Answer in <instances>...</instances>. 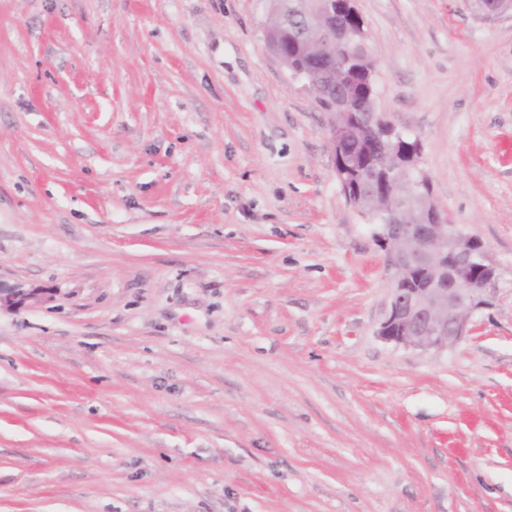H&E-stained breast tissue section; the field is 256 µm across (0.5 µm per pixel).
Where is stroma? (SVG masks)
I'll list each match as a JSON object with an SVG mask.
<instances>
[{
    "label": "stroma",
    "mask_w": 512,
    "mask_h": 512,
    "mask_svg": "<svg viewBox=\"0 0 512 512\" xmlns=\"http://www.w3.org/2000/svg\"><path fill=\"white\" fill-rule=\"evenodd\" d=\"M376 109L488 246L471 336L384 341L330 115L261 0H0V512H512V13L356 0ZM43 301L40 293L36 291H24L22 289L4 290L0 288V311H16L31 304Z\"/></svg>",
    "instance_id": "1"
}]
</instances>
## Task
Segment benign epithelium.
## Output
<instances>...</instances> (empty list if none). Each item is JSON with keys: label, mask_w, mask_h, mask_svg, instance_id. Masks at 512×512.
Instances as JSON below:
<instances>
[{"label": "benign epithelium", "mask_w": 512, "mask_h": 512, "mask_svg": "<svg viewBox=\"0 0 512 512\" xmlns=\"http://www.w3.org/2000/svg\"><path fill=\"white\" fill-rule=\"evenodd\" d=\"M281 4L266 6L263 38L267 49L288 66L292 76L316 103L331 88L347 87L346 77L358 73L354 27L361 17L354 0H317L315 9L298 14L291 42L304 48V63L290 65L280 42ZM352 125L376 141V166L386 180L382 193L368 198L345 196L347 204L373 225L372 237L383 253L390 299L378 335L396 345L441 351L469 335V314L482 302L496 277L487 245L448 223V213L434 200L428 178L417 169L419 154L399 153L402 141L392 121L376 114L375 100L351 107V97L336 99ZM331 153L347 129L331 119L327 129ZM384 220L377 224L375 220ZM43 301L41 294L0 288V310L16 311Z\"/></svg>", "instance_id": "1"}]
</instances>
